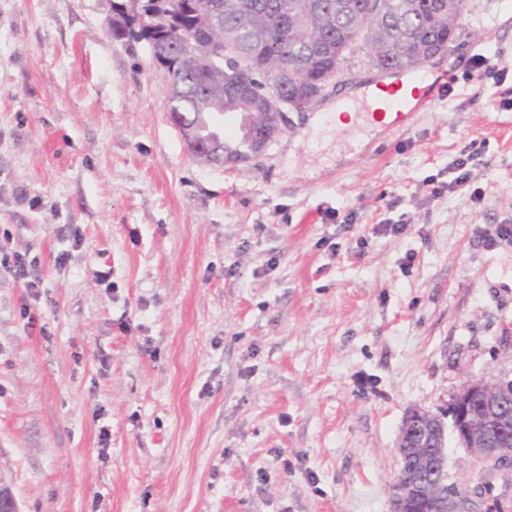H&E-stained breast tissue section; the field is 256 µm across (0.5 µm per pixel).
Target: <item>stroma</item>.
<instances>
[{
  "instance_id": "stroma-1",
  "label": "stroma",
  "mask_w": 512,
  "mask_h": 512,
  "mask_svg": "<svg viewBox=\"0 0 512 512\" xmlns=\"http://www.w3.org/2000/svg\"><path fill=\"white\" fill-rule=\"evenodd\" d=\"M110 15L0 0V249L38 283L0 277V480L20 512H390L406 413L512 380V74L470 78L512 0H469L408 131L337 125L380 76L359 47L233 168ZM483 146L484 144L482 142L476 143L473 141L468 153L459 158L453 168H451L452 172L457 175L448 181L447 186H444V188L448 190V193L455 192L458 187L463 185L470 178V170L467 168L468 164L483 153Z\"/></svg>"
}]
</instances>
